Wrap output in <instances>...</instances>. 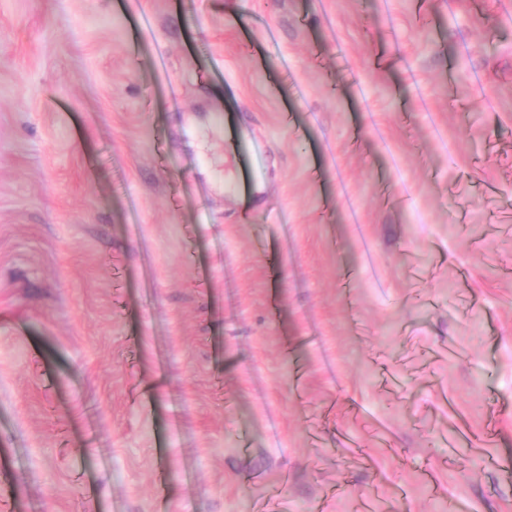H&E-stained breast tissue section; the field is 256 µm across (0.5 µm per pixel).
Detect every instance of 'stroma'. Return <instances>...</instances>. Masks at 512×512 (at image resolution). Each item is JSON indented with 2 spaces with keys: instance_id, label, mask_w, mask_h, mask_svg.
<instances>
[{
  "instance_id": "obj_1",
  "label": "stroma",
  "mask_w": 512,
  "mask_h": 512,
  "mask_svg": "<svg viewBox=\"0 0 512 512\" xmlns=\"http://www.w3.org/2000/svg\"><path fill=\"white\" fill-rule=\"evenodd\" d=\"M303 505L512 512V0H0V512ZM239 153L245 167V176L241 180L224 184L225 192L230 194L246 191L250 188L253 190L256 184L255 176L261 165V153L253 143L249 141L242 142Z\"/></svg>"
}]
</instances>
